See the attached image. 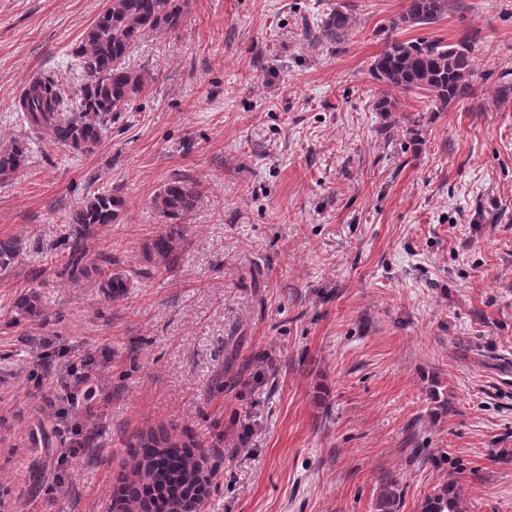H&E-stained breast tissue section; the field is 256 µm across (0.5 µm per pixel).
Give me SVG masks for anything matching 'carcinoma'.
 Masks as SVG:
<instances>
[{
    "instance_id": "obj_1",
    "label": "carcinoma",
    "mask_w": 512,
    "mask_h": 512,
    "mask_svg": "<svg viewBox=\"0 0 512 512\" xmlns=\"http://www.w3.org/2000/svg\"><path fill=\"white\" fill-rule=\"evenodd\" d=\"M189 0H109L76 48L77 88L58 76L43 75L31 81L15 101L33 130H49L58 144L91 153L101 142L112 115L127 109L148 81V74L124 64L131 46L156 30L175 31ZM448 0H408L407 9L393 22L391 31L436 22L445 14ZM352 14L343 6L332 10L319 27L330 43L345 40ZM478 34H466L454 45L439 40L402 41L388 37L387 46L374 61L373 71L382 82L404 90H422L428 102L446 106L474 95L472 52ZM28 147L22 142L0 152V179L6 180L24 164ZM199 194L194 182L176 179L157 195L154 204L165 216L176 217L193 208ZM122 201L110 193H95L74 212L71 227L60 243L65 246L56 275L77 283L88 275L85 242L93 227L115 224ZM157 269L169 271L178 254L172 238L161 234L152 242ZM21 252L15 240L0 242V268H8ZM99 288L107 299L122 296L130 278L112 272V255L102 257ZM193 439L183 440L160 426L138 432L128 443V460L117 478L118 493L109 512H193L208 493L211 475L197 457ZM401 494L396 483H385L376 500V512H397ZM421 512H460V488L455 481L441 485L425 497Z\"/></svg>"
}]
</instances>
